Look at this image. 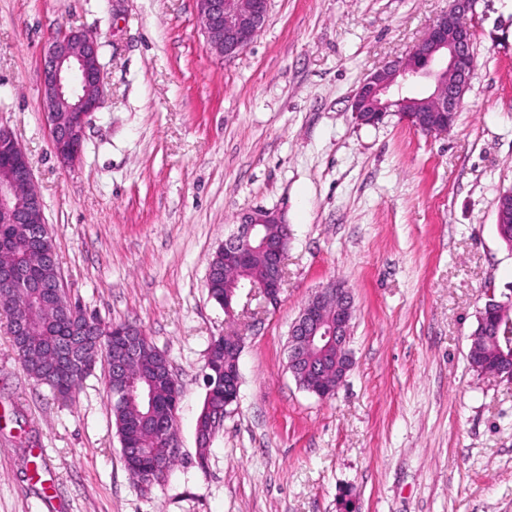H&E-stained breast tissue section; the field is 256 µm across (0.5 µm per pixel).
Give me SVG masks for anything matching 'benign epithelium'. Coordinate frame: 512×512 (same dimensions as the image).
<instances>
[{
    "label": "benign epithelium",
    "mask_w": 512,
    "mask_h": 512,
    "mask_svg": "<svg viewBox=\"0 0 512 512\" xmlns=\"http://www.w3.org/2000/svg\"><path fill=\"white\" fill-rule=\"evenodd\" d=\"M205 46L226 58L240 55L252 43L266 23L270 0H198ZM472 0H450L448 10L429 27L425 36L405 57L372 72L359 86L353 98V112L362 124L378 123L390 112L428 133H446L456 121L475 67L474 33L464 21ZM42 109L49 127L51 146L64 167L79 163L84 151L88 118L104 105L103 70L97 36L84 30H71L52 38L41 55ZM421 79L433 81L432 93L418 100L410 89ZM59 112L72 113L64 124ZM16 150L19 155L13 174L0 181V223L23 224L34 243L46 230L42 197L36 189L32 167L12 130L0 126V154ZM282 224L281 216L249 217L236 233L224 240V311L234 312V305L246 289L232 280V271L254 258L262 259L265 275L257 291L264 303L276 305L284 279L285 240L288 225L281 235L262 233V224ZM15 285L43 292L58 291L62 280L52 285L29 276L15 265L0 266V288ZM353 296L341 283H331L315 291L291 325L288 337L287 368L294 373L303 356L314 345L333 347L342 359L338 369L347 375L352 367L349 349L354 318ZM112 340L124 344V355L135 360L141 341L130 330L112 328ZM231 398L224 402L205 401L201 415L207 417L208 429L197 431L200 449L208 447L211 436L223 425Z\"/></svg>",
    "instance_id": "benign-epithelium-1"
}]
</instances>
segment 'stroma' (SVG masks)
Segmentation results:
<instances>
[{"mask_svg":"<svg viewBox=\"0 0 512 512\" xmlns=\"http://www.w3.org/2000/svg\"><path fill=\"white\" fill-rule=\"evenodd\" d=\"M448 0H270L239 56L205 47L197 0H0V125L26 151L69 299L130 322L181 386L179 459L134 483L98 362L57 398L0 316V512H512V380L466 355L488 294H512L496 230L512 189V0H474L475 70L453 129L359 124L352 97ZM100 42L105 103L78 166L56 160L40 57ZM292 235L280 302L234 315L208 261L257 211ZM354 296L353 366L322 400L288 371L316 289ZM241 336L239 397L199 451L214 336ZM46 470L32 479L28 460Z\"/></svg>","mask_w":512,"mask_h":512,"instance_id":"obj_1","label":"stroma"}]
</instances>
